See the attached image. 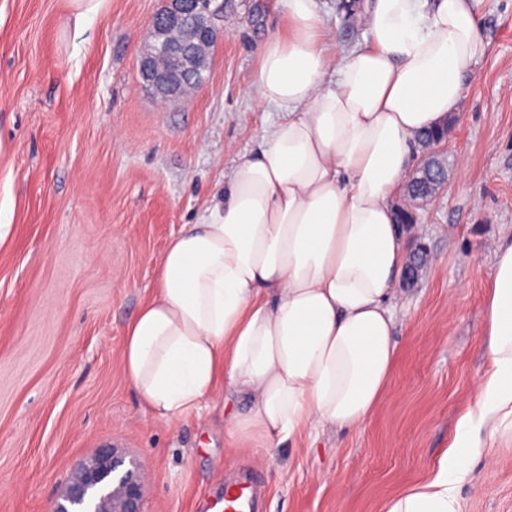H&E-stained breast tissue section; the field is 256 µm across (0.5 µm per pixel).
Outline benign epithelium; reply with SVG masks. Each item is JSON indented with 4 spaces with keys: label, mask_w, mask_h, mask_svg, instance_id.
Here are the masks:
<instances>
[{
    "label": "benign epithelium",
    "mask_w": 512,
    "mask_h": 512,
    "mask_svg": "<svg viewBox=\"0 0 512 512\" xmlns=\"http://www.w3.org/2000/svg\"><path fill=\"white\" fill-rule=\"evenodd\" d=\"M223 19L224 0H164L150 20L151 41L137 59L143 84L164 100H176L199 83L201 70L207 67L206 49L216 41L217 22ZM447 143L448 137H442L424 153L420 180L428 196L447 188V180L432 164ZM427 257L425 247L415 250L405 273V287L417 283ZM52 512H144L140 472L135 466L125 467L119 449H105L74 474Z\"/></svg>",
    "instance_id": "7a95c632"
}]
</instances>
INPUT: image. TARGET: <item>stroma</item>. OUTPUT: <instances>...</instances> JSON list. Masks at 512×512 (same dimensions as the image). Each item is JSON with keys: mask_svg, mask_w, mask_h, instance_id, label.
I'll use <instances>...</instances> for the list:
<instances>
[{"mask_svg": "<svg viewBox=\"0 0 512 512\" xmlns=\"http://www.w3.org/2000/svg\"><path fill=\"white\" fill-rule=\"evenodd\" d=\"M202 87L158 101L136 58L162 0H0V512H51L116 448L145 512H223L251 479L259 512H382L427 478L483 373V302L512 226V0H481L488 43L444 154L448 188L417 206L431 259L397 312L388 396L363 429L227 446L224 398L169 422L122 368L127 323L171 237L224 188L277 112L249 90L288 23L277 0H226ZM462 512H512V440L470 462Z\"/></svg>", "mask_w": 512, "mask_h": 512, "instance_id": "1", "label": "stroma"}]
</instances>
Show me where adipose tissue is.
Returning a JSON list of instances; mask_svg holds the SVG:
<instances>
[{
	"label": "adipose tissue",
	"instance_id": "adipose-tissue-1",
	"mask_svg": "<svg viewBox=\"0 0 512 512\" xmlns=\"http://www.w3.org/2000/svg\"><path fill=\"white\" fill-rule=\"evenodd\" d=\"M477 0H367L366 39L340 49L316 0H279L287 34L262 46L251 94L281 118L224 178V200L183 225L154 294L127 324L122 365L168 420L238 398L235 447L270 450L361 428L397 359L396 285L408 260L391 204L419 133L459 109L486 51ZM488 366L430 477L383 512H461L469 461L512 436V231L484 304Z\"/></svg>",
	"mask_w": 512,
	"mask_h": 512
}]
</instances>
